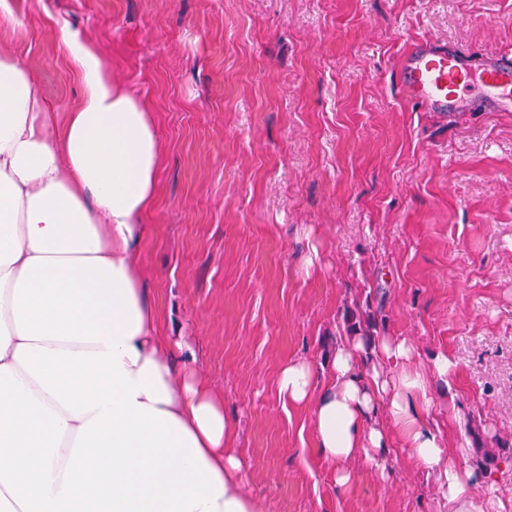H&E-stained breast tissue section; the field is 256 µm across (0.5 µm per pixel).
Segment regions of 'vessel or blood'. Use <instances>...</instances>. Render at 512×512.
I'll use <instances>...</instances> for the list:
<instances>
[{
  "label": "vessel or blood",
  "instance_id": "1",
  "mask_svg": "<svg viewBox=\"0 0 512 512\" xmlns=\"http://www.w3.org/2000/svg\"><path fill=\"white\" fill-rule=\"evenodd\" d=\"M401 86L410 98L437 112H459L472 87L483 90L486 106L512 109V57L503 55L473 65L460 49L417 44L406 55Z\"/></svg>",
  "mask_w": 512,
  "mask_h": 512
}]
</instances>
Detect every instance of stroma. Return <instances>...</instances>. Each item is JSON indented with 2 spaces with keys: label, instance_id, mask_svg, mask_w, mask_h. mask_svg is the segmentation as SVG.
I'll use <instances>...</instances> for the list:
<instances>
[{
  "label": "stroma",
  "instance_id": "obj_1",
  "mask_svg": "<svg viewBox=\"0 0 512 512\" xmlns=\"http://www.w3.org/2000/svg\"><path fill=\"white\" fill-rule=\"evenodd\" d=\"M10 2L0 52L58 123L83 93L64 25L153 116L143 281L264 512H451L403 447L339 487L310 408L278 396L281 369L325 363L356 317L373 342L448 357L433 421L473 474L471 512H512V112L423 111L398 73L422 39L512 55V0Z\"/></svg>",
  "mask_w": 512,
  "mask_h": 512
}]
</instances>
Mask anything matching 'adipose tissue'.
Here are the masks:
<instances>
[{
  "label": "adipose tissue",
  "mask_w": 512,
  "mask_h": 512,
  "mask_svg": "<svg viewBox=\"0 0 512 512\" xmlns=\"http://www.w3.org/2000/svg\"><path fill=\"white\" fill-rule=\"evenodd\" d=\"M83 86L57 127L29 72L0 56V512H263L244 489L224 404L161 340L137 261L161 161L153 120L93 46L63 32ZM288 363L279 397L311 405L319 454L384 470L394 443L470 512V471L430 420L444 355L391 338Z\"/></svg>",
  "instance_id": "ef3b65f1"
}]
</instances>
